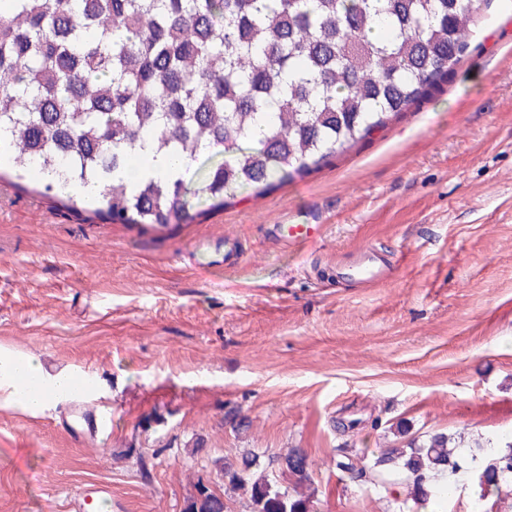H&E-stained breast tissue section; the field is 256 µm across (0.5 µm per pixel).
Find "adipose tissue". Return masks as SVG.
<instances>
[{
    "mask_svg": "<svg viewBox=\"0 0 512 512\" xmlns=\"http://www.w3.org/2000/svg\"><path fill=\"white\" fill-rule=\"evenodd\" d=\"M91 390V382H79L71 369L50 370L35 356L0 347V401L31 416Z\"/></svg>",
    "mask_w": 512,
    "mask_h": 512,
    "instance_id": "1",
    "label": "adipose tissue"
}]
</instances>
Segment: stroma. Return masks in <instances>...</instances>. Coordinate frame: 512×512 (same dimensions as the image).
I'll return each instance as SVG.
<instances>
[{"mask_svg":"<svg viewBox=\"0 0 512 512\" xmlns=\"http://www.w3.org/2000/svg\"><path fill=\"white\" fill-rule=\"evenodd\" d=\"M39 189L0 176V346L97 381L112 420L0 405V512H78L93 486L109 512H181L214 459L293 448L310 512H399L337 461L512 436V0L483 5L444 91L264 195L145 230ZM227 238L234 264L194 265ZM368 250L385 278L346 277ZM319 228L310 224H278L275 231L279 237L288 240V243L304 245L316 239Z\"/></svg>","mask_w":512,"mask_h":512,"instance_id":"obj_1","label":"stroma"}]
</instances>
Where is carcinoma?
Wrapping results in <instances>:
<instances>
[{
	"mask_svg": "<svg viewBox=\"0 0 512 512\" xmlns=\"http://www.w3.org/2000/svg\"><path fill=\"white\" fill-rule=\"evenodd\" d=\"M479 0H0V162L67 208L74 185H103L88 210L122 224L192 220L184 174L130 188L111 179L142 154L187 166L225 155L195 195L221 209L238 188L261 195L329 163L414 112L463 61ZM512 440L477 455L439 434L360 466L336 467L360 486L428 507L427 483L448 494L471 471L486 477L476 508L512 495ZM260 455L218 466L250 484L253 512H308L264 476ZM184 512H225L203 492Z\"/></svg>",
	"mask_w": 512,
	"mask_h": 512,
	"instance_id": "carcinoma-1",
	"label": "carcinoma"
}]
</instances>
